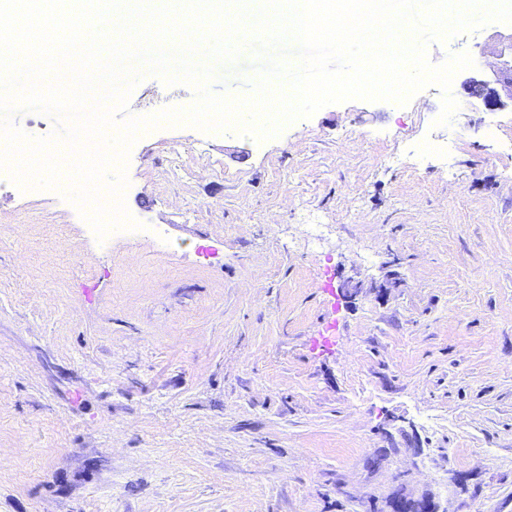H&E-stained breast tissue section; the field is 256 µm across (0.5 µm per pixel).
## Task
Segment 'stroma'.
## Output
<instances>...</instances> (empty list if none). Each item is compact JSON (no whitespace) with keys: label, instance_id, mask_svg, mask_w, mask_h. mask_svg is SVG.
Wrapping results in <instances>:
<instances>
[{"label":"stroma","instance_id":"1","mask_svg":"<svg viewBox=\"0 0 512 512\" xmlns=\"http://www.w3.org/2000/svg\"><path fill=\"white\" fill-rule=\"evenodd\" d=\"M510 35L429 45L474 61L444 125L432 84L145 132L123 200L161 248L0 169V512H512V109L463 87ZM195 97L149 75L116 118Z\"/></svg>","mask_w":512,"mask_h":512}]
</instances>
